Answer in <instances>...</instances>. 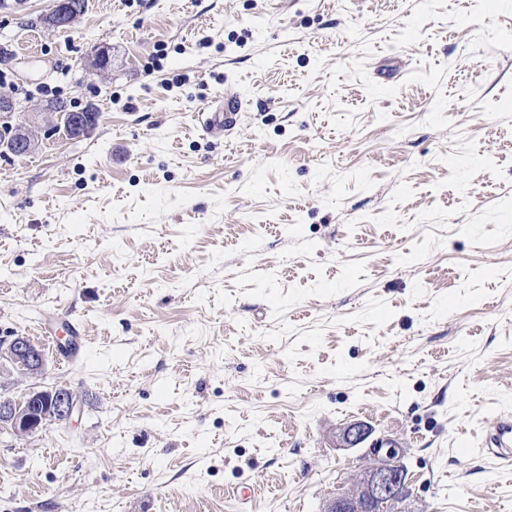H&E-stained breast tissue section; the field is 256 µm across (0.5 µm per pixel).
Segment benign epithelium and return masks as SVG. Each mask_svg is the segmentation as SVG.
<instances>
[{"instance_id": "7a95c632", "label": "benign epithelium", "mask_w": 512, "mask_h": 512, "mask_svg": "<svg viewBox=\"0 0 512 512\" xmlns=\"http://www.w3.org/2000/svg\"><path fill=\"white\" fill-rule=\"evenodd\" d=\"M14 111V102L0 97V128L10 132L11 149L18 154L28 151L33 141L13 127ZM3 360L31 376L42 374L46 368L41 349L22 335L0 339V361ZM81 410V400L71 394H62L56 388H33L25 405L9 398L0 400V426H6L20 436H31L50 423L71 422ZM369 435L366 427L356 423L346 428L342 440L349 446H356ZM409 484V474L402 462L378 463L365 475L361 496H339L329 503L326 512H380L387 504L406 495Z\"/></svg>"}]
</instances>
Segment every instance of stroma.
<instances>
[{
    "label": "stroma",
    "mask_w": 512,
    "mask_h": 512,
    "mask_svg": "<svg viewBox=\"0 0 512 512\" xmlns=\"http://www.w3.org/2000/svg\"><path fill=\"white\" fill-rule=\"evenodd\" d=\"M52 5L0 7V83L100 119L0 154V338L47 356L0 394L84 407L0 428V512H324L373 461L352 423L398 441L397 512H512L486 445L512 415V0H88L30 26ZM228 89L215 138L196 116ZM242 103L235 95L224 93V106L209 110L204 126L214 134H223L236 121V115L241 111ZM60 327H63L67 335L75 341H80L82 337L79 325L70 320L65 314L57 312L46 314L44 321L40 322V331L53 344L55 350L59 352L60 344L58 342L59 336L57 335L61 334ZM82 406L79 397L59 393L57 387L48 390L32 388L24 406L1 397L0 426L10 428L16 435L31 436L49 423L71 422L81 412Z\"/></svg>",
    "instance_id": "obj_1"
}]
</instances>
